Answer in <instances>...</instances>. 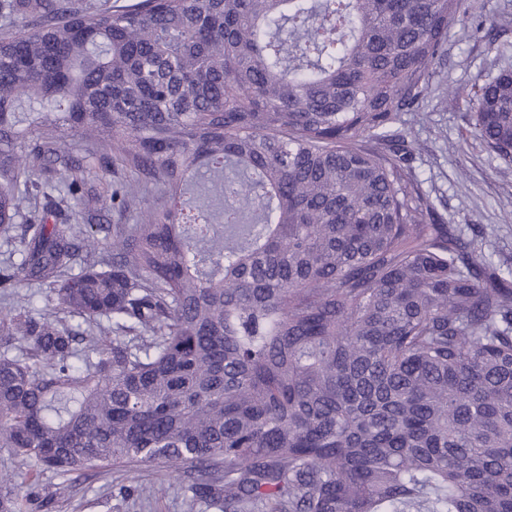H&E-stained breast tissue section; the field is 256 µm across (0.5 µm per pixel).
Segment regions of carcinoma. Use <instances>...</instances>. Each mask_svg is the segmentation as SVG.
<instances>
[{"instance_id": "obj_1", "label": "carcinoma", "mask_w": 512, "mask_h": 512, "mask_svg": "<svg viewBox=\"0 0 512 512\" xmlns=\"http://www.w3.org/2000/svg\"><path fill=\"white\" fill-rule=\"evenodd\" d=\"M0 20L21 256L0 290L36 280L78 319L0 308V448L64 491L179 466L222 512H512V265L435 223L395 127L449 33L481 32L467 0H0ZM472 97L512 165V68ZM68 127L118 135L98 162L133 182L106 207L152 189L137 223H77L67 199L98 197Z\"/></svg>"}]
</instances>
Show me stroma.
Instances as JSON below:
<instances>
[{
	"label": "stroma",
	"mask_w": 512,
	"mask_h": 512,
	"mask_svg": "<svg viewBox=\"0 0 512 512\" xmlns=\"http://www.w3.org/2000/svg\"><path fill=\"white\" fill-rule=\"evenodd\" d=\"M490 35L477 38L460 28L448 37V57L438 67L417 111L400 114L398 126L415 144L412 174L432 199L439 223L454 224L478 236L484 253L502 261L512 257V166L502 162L472 133L473 84L512 67V0H470ZM31 482L42 512H210L190 507L180 472L152 465L126 472L107 467L88 473L66 494H57L59 477L35 461L0 448V475ZM158 487L155 496L123 497L121 487Z\"/></svg>",
	"instance_id": "stroma-1"
}]
</instances>
